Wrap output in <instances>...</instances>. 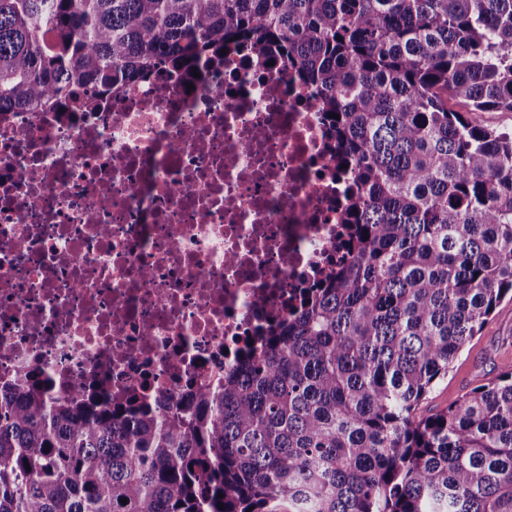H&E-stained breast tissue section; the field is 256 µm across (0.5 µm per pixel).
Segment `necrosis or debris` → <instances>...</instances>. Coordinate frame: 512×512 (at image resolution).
<instances>
[{
	"label": "necrosis or debris",
	"instance_id": "necrosis-or-debris-1",
	"mask_svg": "<svg viewBox=\"0 0 512 512\" xmlns=\"http://www.w3.org/2000/svg\"><path fill=\"white\" fill-rule=\"evenodd\" d=\"M197 69L0 114V381L218 389L335 268L350 173L312 90L259 55Z\"/></svg>",
	"mask_w": 512,
	"mask_h": 512
}]
</instances>
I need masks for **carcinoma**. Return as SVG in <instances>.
Segmentation results:
<instances>
[{
  "mask_svg": "<svg viewBox=\"0 0 512 512\" xmlns=\"http://www.w3.org/2000/svg\"><path fill=\"white\" fill-rule=\"evenodd\" d=\"M231 46L339 115L347 261L220 391L114 407L18 371L0 512H512V369L415 417L512 296V131L474 118L512 112V0H0V113Z\"/></svg>",
  "mask_w": 512,
  "mask_h": 512,
  "instance_id": "1",
  "label": "carcinoma"
}]
</instances>
